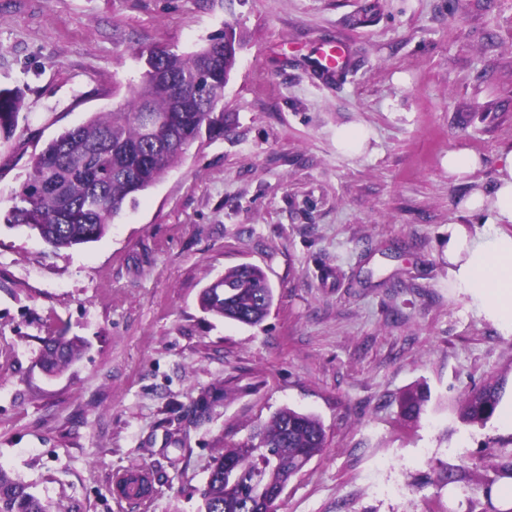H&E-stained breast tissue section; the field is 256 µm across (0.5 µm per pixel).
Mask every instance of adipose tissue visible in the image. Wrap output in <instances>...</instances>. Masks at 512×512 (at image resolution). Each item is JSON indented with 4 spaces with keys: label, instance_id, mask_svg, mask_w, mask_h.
<instances>
[{
    "label": "adipose tissue",
    "instance_id": "1",
    "mask_svg": "<svg viewBox=\"0 0 512 512\" xmlns=\"http://www.w3.org/2000/svg\"><path fill=\"white\" fill-rule=\"evenodd\" d=\"M463 205L485 215L484 229L448 227V285L468 297L478 315L512 333V147L501 149L491 191H474Z\"/></svg>",
    "mask_w": 512,
    "mask_h": 512
}]
</instances>
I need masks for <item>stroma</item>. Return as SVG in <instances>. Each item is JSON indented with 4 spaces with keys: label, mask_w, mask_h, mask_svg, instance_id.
<instances>
[{
    "label": "stroma",
    "mask_w": 512,
    "mask_h": 512,
    "mask_svg": "<svg viewBox=\"0 0 512 512\" xmlns=\"http://www.w3.org/2000/svg\"><path fill=\"white\" fill-rule=\"evenodd\" d=\"M228 26L224 136L99 241L5 223L47 143L138 83L134 48L190 52ZM0 89L25 101L0 143V467L50 512H198L214 459L284 407L317 416L326 447L277 512H512L484 495L512 496V432L458 416L491 378L512 401V335L449 288L445 255L449 225L484 224L461 203L512 144V0H0ZM343 127L367 132L361 152L337 147ZM461 149L481 165L455 181ZM242 264L274 291L257 326L198 305ZM55 329L87 347L50 376ZM140 466L150 508L116 503L113 473ZM427 402V390L417 389L405 393L399 401L401 417L406 421H418Z\"/></svg>",
    "instance_id": "obj_1"
}]
</instances>
